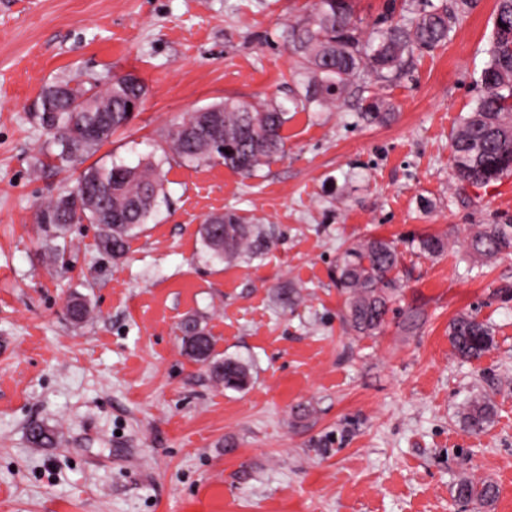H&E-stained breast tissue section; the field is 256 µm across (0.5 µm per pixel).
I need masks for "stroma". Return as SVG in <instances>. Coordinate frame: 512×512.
<instances>
[{
  "mask_svg": "<svg viewBox=\"0 0 512 512\" xmlns=\"http://www.w3.org/2000/svg\"><path fill=\"white\" fill-rule=\"evenodd\" d=\"M313 0H0V512H512V253L471 261L477 224H512V175L459 184L451 134L481 93L496 0H475L447 43L415 52L393 85L368 82L389 120L366 124L351 94L292 111L300 89L288 23ZM83 72L145 85L128 128L97 152L136 165L187 113L232 98L289 111L286 154L245 178L169 159L166 199L118 259L74 225L49 266L33 215L74 187L35 118L41 91ZM233 210L273 231L251 264L206 255L200 227ZM447 238L437 259L424 235ZM394 241L401 288L383 329L346 332L336 259L366 237ZM304 300L282 308L279 289ZM94 311L67 315L70 295ZM422 321L405 331L404 315ZM473 313L495 347L456 357L448 324ZM202 318L216 350L247 361L242 390L182 351ZM491 397L480 435L459 411ZM313 415L296 419L297 405ZM57 443L33 447L30 424ZM498 496L460 501V478Z\"/></svg>",
  "mask_w": 512,
  "mask_h": 512,
  "instance_id": "35a3bbf8",
  "label": "stroma"
}]
</instances>
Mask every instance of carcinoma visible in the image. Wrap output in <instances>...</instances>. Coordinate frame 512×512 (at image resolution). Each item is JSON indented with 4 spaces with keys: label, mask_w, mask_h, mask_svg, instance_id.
I'll use <instances>...</instances> for the list:
<instances>
[{
    "label": "carcinoma",
    "mask_w": 512,
    "mask_h": 512,
    "mask_svg": "<svg viewBox=\"0 0 512 512\" xmlns=\"http://www.w3.org/2000/svg\"><path fill=\"white\" fill-rule=\"evenodd\" d=\"M473 0H452L436 5L430 0H410L403 18L366 34L354 19L351 0H316L310 11L288 26L287 48L297 57L298 71L307 79L305 94L294 107L334 105L366 79L390 83L406 69L416 51H432L444 44L460 16ZM508 22L509 30L500 24ZM488 61L480 74L482 94L451 137V169L460 183L489 184L512 173V0H496L492 34L486 49ZM145 87L132 75L113 76L101 83L95 78L58 81L41 92L40 125L52 132L59 152L57 168L80 171L76 184L81 193L66 192L38 207L36 224L42 245L55 264L63 261L67 237L75 224H92L99 250L114 258L126 252L129 239L152 217L163 194L160 164L148 160L131 167L124 164L92 165L86 159L112 136L128 127L143 103ZM384 101L363 97L359 118L366 123L384 120ZM288 112L273 102L253 105L226 99L194 111L166 133L162 151L193 164L222 163L245 178L271 159L285 153L282 135ZM203 246L218 261L250 262L271 248L273 236L233 210L209 215L200 228ZM447 248L444 238L430 235L418 240L416 250L438 257ZM470 254L491 260L512 250V224H477L469 242ZM397 247L384 238H368L348 245L336 263V286L345 294L341 320L357 336L380 331L400 288L394 271ZM71 322L83 323L90 306L82 296L67 304ZM182 350L190 359L208 366L211 377L224 388L241 390L251 380L250 365L238 358H218L214 337L196 319L181 323ZM452 353L478 360L494 344L488 324L469 313L448 325ZM492 400L476 394L464 403L460 417L473 434L493 422ZM52 431L30 429V442L38 448L53 444ZM456 497L485 506L494 502L497 486L487 480L461 478Z\"/></svg>",
    "instance_id": "1"
}]
</instances>
